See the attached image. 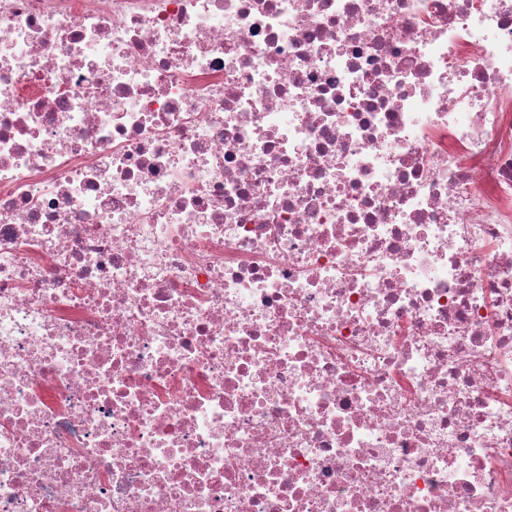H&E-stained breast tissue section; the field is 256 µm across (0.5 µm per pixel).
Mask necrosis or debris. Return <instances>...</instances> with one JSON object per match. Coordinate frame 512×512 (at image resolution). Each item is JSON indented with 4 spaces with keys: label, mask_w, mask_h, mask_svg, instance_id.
<instances>
[{
    "label": "necrosis or debris",
    "mask_w": 512,
    "mask_h": 512,
    "mask_svg": "<svg viewBox=\"0 0 512 512\" xmlns=\"http://www.w3.org/2000/svg\"><path fill=\"white\" fill-rule=\"evenodd\" d=\"M0 512H512V0H0Z\"/></svg>",
    "instance_id": "necrosis-or-debris-1"
}]
</instances>
